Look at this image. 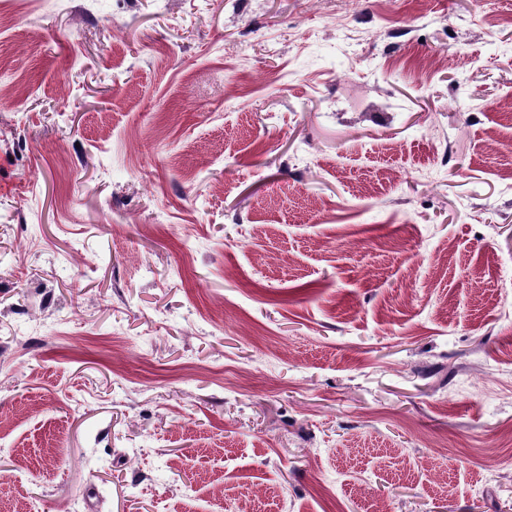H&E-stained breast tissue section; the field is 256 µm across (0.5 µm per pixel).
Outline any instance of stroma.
<instances>
[{
	"label": "stroma",
	"instance_id": "obj_1",
	"mask_svg": "<svg viewBox=\"0 0 512 512\" xmlns=\"http://www.w3.org/2000/svg\"><path fill=\"white\" fill-rule=\"evenodd\" d=\"M0 12V512H512V0Z\"/></svg>",
	"mask_w": 512,
	"mask_h": 512
}]
</instances>
